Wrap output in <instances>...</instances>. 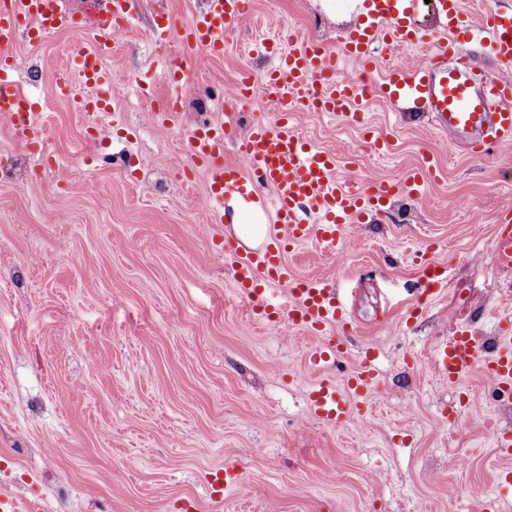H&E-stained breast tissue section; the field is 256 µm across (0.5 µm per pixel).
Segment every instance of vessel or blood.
Wrapping results in <instances>:
<instances>
[{
	"mask_svg": "<svg viewBox=\"0 0 512 512\" xmlns=\"http://www.w3.org/2000/svg\"><path fill=\"white\" fill-rule=\"evenodd\" d=\"M129 0H102L97 19L88 26L83 41L69 52L71 65L55 77L58 91L74 106L94 114L105 110L112 89V74L105 66L116 38L130 25ZM367 19L362 29L344 41V53L362 72H370L379 44L404 47L427 42L415 32L409 17L417 0H366ZM250 0H209L205 11L194 14L183 25L158 24L152 37L164 42L180 33L181 47L191 56L217 57L224 53V34L242 27ZM446 17L444 41L432 46L425 62L413 69L393 68L386 76L385 92L402 109L432 113L437 129L452 145H462L483 154L512 146V7L488 10L482 26L490 38L496 68L474 71L462 40L470 26L460 0H439ZM79 21L60 0H0V116L11 121L26 145L38 144L35 105L9 79L14 68L13 47L21 34L39 40L78 27ZM259 52L277 56V66L266 75L265 89L282 110L276 118L251 123L239 130L236 113L224 121L203 122L187 136L192 163L203 165L208 180V199L213 213L223 208L225 189L231 188L250 209L264 217L263 240L250 246L235 241L224 251V263L235 284L257 310H271L281 325L305 328L315 339L308 361L318 366L345 350L336 326H349L350 316L336 286L324 279L296 280L285 255L294 245L316 239L335 247L348 227L370 218L386 203L399 197L420 196L433 169L423 162L409 177L369 184L355 192L336 178L334 156L313 150L300 136L292 116L297 112H330L345 115L347 109L365 99L366 83L339 79L336 57L322 45L300 42L292 30H280L273 42L261 43ZM455 67H448V55ZM85 91L76 93L74 81ZM165 80L171 87L170 111H177L188 85L182 66L168 65ZM233 146L236 164L224 162V149ZM493 258L512 267V225H496ZM288 288L287 303L267 304V286ZM435 369L439 376L455 382L473 371L512 389V330L504 329L495 351H488L482 337L460 330L436 347ZM376 380L371 367L355 371L348 392L335 383L322 381L310 397L311 410L322 423H344L349 394L364 395Z\"/></svg>",
	"mask_w": 512,
	"mask_h": 512,
	"instance_id": "b4317fda",
	"label": "vessel or blood"
}]
</instances>
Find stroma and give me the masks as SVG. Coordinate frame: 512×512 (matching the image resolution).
Listing matches in <instances>:
<instances>
[{"instance_id":"obj_1","label":"stroma","mask_w":512,"mask_h":512,"mask_svg":"<svg viewBox=\"0 0 512 512\" xmlns=\"http://www.w3.org/2000/svg\"><path fill=\"white\" fill-rule=\"evenodd\" d=\"M206 0H132L131 25L105 65L120 122L91 120L57 95L79 31L16 44L13 76L40 105L45 147L30 152L0 117V504L20 512H512V457L486 432L512 396L480 373L434 371L435 347L468 329L496 341L512 318V268L492 256L495 224L512 217V151L475 155L449 144L427 112H404L380 86L427 48H379L360 122L298 113L300 135L335 154L339 179L371 183L436 168L416 199L393 200L352 224L336 247L287 254L296 278L335 280L349 302L341 356L307 363L311 337L250 310L225 267L232 208L215 223L203 169L186 137L220 114L236 81L253 79L241 125L280 104L264 89L272 57L254 42L283 28L339 55L366 21L364 0H252L216 58L155 42L159 16L185 21ZM183 65L192 91L169 124L170 89L133 86L149 61ZM338 75L356 76L341 59ZM95 182L98 198L86 192ZM427 253L449 286L415 300ZM373 361H366V353ZM372 363L376 386L350 396L339 425L315 420L322 380L346 388ZM238 482L214 495L225 470Z\"/></svg>"}]
</instances>
